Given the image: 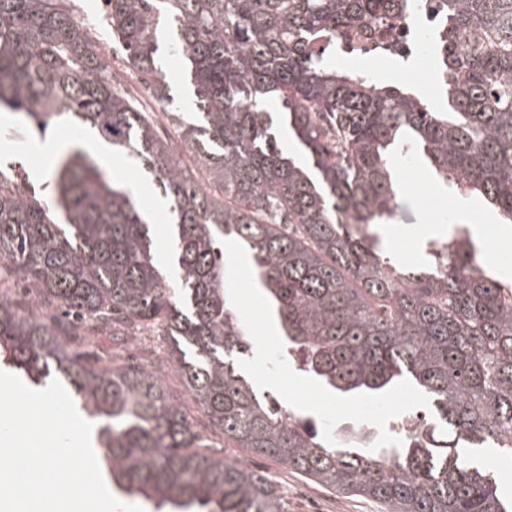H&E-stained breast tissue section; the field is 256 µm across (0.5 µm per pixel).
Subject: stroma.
Returning <instances> with one entry per match:
<instances>
[{"mask_svg": "<svg viewBox=\"0 0 512 512\" xmlns=\"http://www.w3.org/2000/svg\"><path fill=\"white\" fill-rule=\"evenodd\" d=\"M158 65L166 76L177 110L194 112L196 98L191 78L177 59L171 57L168 47H161ZM89 140L98 147L103 144L91 129L77 131L61 125L44 135L30 130L21 144L0 139V157L10 163L22 162L30 178L42 183L50 173L51 158L65 143ZM97 161L110 177L126 184L150 217L165 212V203L154 175L126 156L101 154ZM394 167L401 190L390 223L381 229L390 254L407 262L424 255L428 241L439 238L444 224L451 219L468 226L483 253L496 249L512 253V226L502 223L494 210L479 205L475 200L444 191L430 180L422 165L399 157L395 159ZM170 348V337L146 329L136 336L100 337L96 352L103 359L120 363L132 359L143 363L151 360L163 362L162 380L170 392L180 396L188 419L202 436L210 453L224 458L226 462L269 474L287 500L288 512H386L385 505L380 502L339 494L302 474L285 469L269 458L226 443L222 434L208 428L203 411L186 396L176 371L167 365Z\"/></svg>", "mask_w": 512, "mask_h": 512, "instance_id": "stroma-1", "label": "stroma"}]
</instances>
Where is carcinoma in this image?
<instances>
[{
    "label": "carcinoma",
    "mask_w": 512,
    "mask_h": 512,
    "mask_svg": "<svg viewBox=\"0 0 512 512\" xmlns=\"http://www.w3.org/2000/svg\"><path fill=\"white\" fill-rule=\"evenodd\" d=\"M70 0H0V112L46 133L95 129L151 171L166 200L177 277L161 272L130 191L74 146L49 190L0 165V273L44 318L0 295V360L43 388L58 378L95 425L100 463L154 512H288L272 479L200 451L180 399L149 364H101L103 335L161 328L169 364L224 441L388 512H512L470 448L512 457V281L448 223L427 257L385 255L377 228L400 183L393 158L426 160L445 187L512 223V0H436L432 36L448 108L332 65L326 49L408 0H105L128 65L171 120L119 83ZM190 68L197 123L175 114L158 69L159 17ZM308 163L284 155L266 105ZM189 151L194 166L176 161ZM252 260L298 369L339 395L406 378L429 398L424 429L372 452L359 425L321 432L273 406L238 367L251 337L225 288L222 241Z\"/></svg>",
    "instance_id": "1"
}]
</instances>
